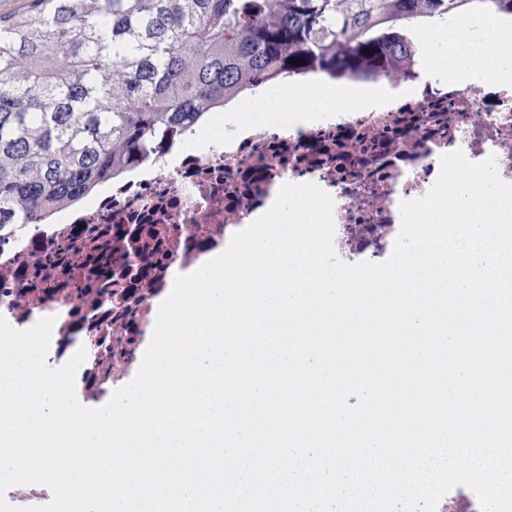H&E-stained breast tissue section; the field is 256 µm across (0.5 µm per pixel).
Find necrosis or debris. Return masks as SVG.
Instances as JSON below:
<instances>
[{"instance_id":"4bbe7bcc","label":"necrosis or debris","mask_w":512,"mask_h":512,"mask_svg":"<svg viewBox=\"0 0 512 512\" xmlns=\"http://www.w3.org/2000/svg\"><path fill=\"white\" fill-rule=\"evenodd\" d=\"M370 106L327 108L306 123L245 122L216 109L175 142L160 143L80 202L55 210L43 224L0 227V317L17 330L53 318L46 362L70 333L65 301L22 315L6 270L30 265L79 225L140 224L159 230L170 251L167 269L197 263L201 241L225 238L283 182H311L334 200V249L344 262H382L400 225L402 201L425 195L440 172L442 154L462 150L473 162L495 156L512 183V83L460 87L413 77Z\"/></svg>"}]
</instances>
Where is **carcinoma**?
<instances>
[{
  "mask_svg": "<svg viewBox=\"0 0 512 512\" xmlns=\"http://www.w3.org/2000/svg\"><path fill=\"white\" fill-rule=\"evenodd\" d=\"M476 2L477 16H512V0H26L0 15V227L41 224L151 151L164 134L198 124L203 114L254 88L311 71L344 79L404 80L415 62L405 30L426 17L448 20ZM298 61L294 65L289 59ZM113 225H83L23 274L16 296L34 310L60 293L75 323L99 322L82 300L112 312L110 288H39L51 267L101 280L112 264L139 254L156 259L158 232L142 240ZM149 288L120 294L125 335L90 337L100 361L83 378L96 390L103 362L129 361L144 337L139 307Z\"/></svg>",
  "mask_w": 512,
  "mask_h": 512,
  "instance_id": "cac0c4a2",
  "label": "carcinoma"
}]
</instances>
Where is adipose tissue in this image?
Instances as JSON below:
<instances>
[{"label":"adipose tissue","mask_w":512,"mask_h":512,"mask_svg":"<svg viewBox=\"0 0 512 512\" xmlns=\"http://www.w3.org/2000/svg\"><path fill=\"white\" fill-rule=\"evenodd\" d=\"M488 29L487 36L476 40L465 29L449 28L435 21L428 23L424 28V77L442 76L454 85L473 79L489 84L512 80V38L504 34L499 23H490ZM292 93L302 104V119L306 122L325 104L335 103L337 111L343 112L363 101L360 94L350 90L334 94L322 80L293 87Z\"/></svg>","instance_id":"obj_1"}]
</instances>
